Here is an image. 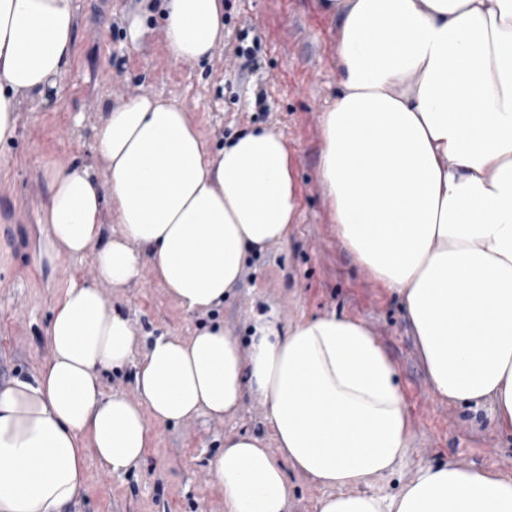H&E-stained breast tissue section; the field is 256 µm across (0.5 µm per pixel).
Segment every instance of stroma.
Wrapping results in <instances>:
<instances>
[{"label":"stroma","instance_id":"obj_1","mask_svg":"<svg viewBox=\"0 0 512 512\" xmlns=\"http://www.w3.org/2000/svg\"><path fill=\"white\" fill-rule=\"evenodd\" d=\"M75 55L60 76L58 96L23 106L17 136L0 147V385L29 379L51 357L45 328L70 275L94 281L92 256L54 258L43 214L48 172L91 157V127L108 104L148 93L189 112L210 151L235 133H281L295 163L300 223L289 244L252 257L235 293L209 314L188 312L150 269L119 291L105 289L110 307L150 337H189L216 322L248 345L258 317L280 326L301 315L338 313L364 320L388 351L399 376L415 438L398 472L368 482L392 495L418 465L452 460L512 471V436L501 434L487 410L440 403L432 394L399 300L376 286L338 242L319 175L321 115L338 88V18L321 0H224V42L206 61L176 62L164 51L157 0H75ZM139 16L144 35L131 42L127 20ZM253 49L243 68L233 50ZM264 104H256L257 93ZM156 441L144 462L122 473L87 459L86 490L69 512H224L208 482V462L224 438L263 434L264 410L245 400L233 418L202 414L154 426Z\"/></svg>","mask_w":512,"mask_h":512}]
</instances>
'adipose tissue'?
Segmentation results:
<instances>
[{
  "mask_svg": "<svg viewBox=\"0 0 512 512\" xmlns=\"http://www.w3.org/2000/svg\"><path fill=\"white\" fill-rule=\"evenodd\" d=\"M323 5L339 16L320 154L336 237L400 299L433 395L490 405L512 435V0ZM161 18L172 60L224 41V0H166ZM75 26V0H0V145L17 109L56 89ZM93 152L104 174L90 162L49 174L51 252L94 254L97 280H69L45 330L50 362L0 387V512H65L86 488V450L124 472L153 424L231 418L248 397L268 431L231 434L209 460L224 512H289L292 470L323 489L316 512H512V471L453 461L418 466L396 494L366 491L397 470L414 427L360 319H265L246 348L217 323L133 359L135 328L102 286L148 266L182 308L223 304L248 255L286 244L299 221L282 135L241 132L214 153L183 107L140 94L100 113ZM128 366L136 398L105 393L101 374Z\"/></svg>",
  "mask_w": 512,
  "mask_h": 512,
  "instance_id": "adipose-tissue-1",
  "label": "adipose tissue"
}]
</instances>
